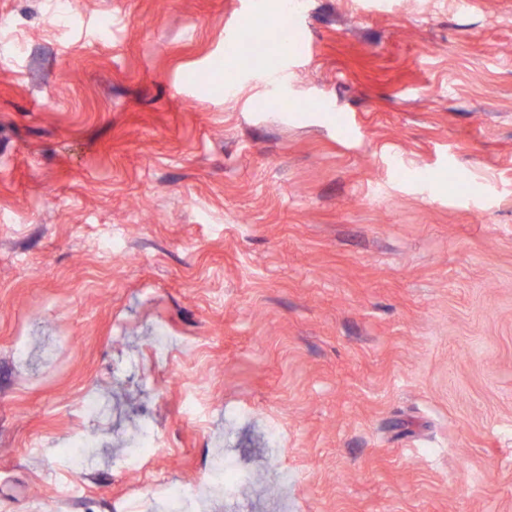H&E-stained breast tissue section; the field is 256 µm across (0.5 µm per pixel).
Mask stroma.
Masks as SVG:
<instances>
[{
  "instance_id": "35a3bbf8",
  "label": "stroma",
  "mask_w": 512,
  "mask_h": 512,
  "mask_svg": "<svg viewBox=\"0 0 512 512\" xmlns=\"http://www.w3.org/2000/svg\"><path fill=\"white\" fill-rule=\"evenodd\" d=\"M57 10L0 0V512H512V0ZM227 471L211 469L207 472L206 480L213 485H216L223 489L226 496L235 495L240 482L244 481L245 478L240 472H234V476L231 480L227 479Z\"/></svg>"
}]
</instances>
